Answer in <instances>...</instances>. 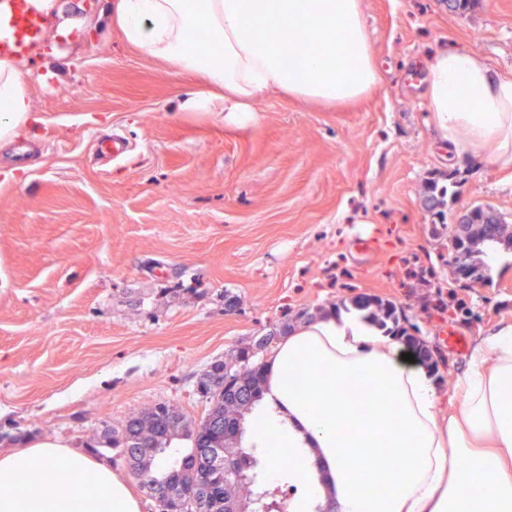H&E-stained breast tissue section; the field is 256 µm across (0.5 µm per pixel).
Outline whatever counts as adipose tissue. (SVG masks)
I'll list each match as a JSON object with an SVG mask.
<instances>
[{
    "label": "adipose tissue",
    "instance_id": "adipose-tissue-1",
    "mask_svg": "<svg viewBox=\"0 0 512 512\" xmlns=\"http://www.w3.org/2000/svg\"><path fill=\"white\" fill-rule=\"evenodd\" d=\"M125 41L196 74V112L248 117L285 92L324 104L365 97L380 81L362 0H115ZM272 30V39L260 38ZM204 31L209 50L190 39ZM426 104L445 147H493L512 164V79L465 48L437 53ZM19 57L0 58V142L30 123ZM361 312L292 331L265 368L245 447L272 481L301 485L288 512H512V324L477 337L453 396L432 369ZM391 464L374 466L377 453ZM485 473L475 482V473ZM0 512H140L110 464L43 440L0 451Z\"/></svg>",
    "mask_w": 512,
    "mask_h": 512
}]
</instances>
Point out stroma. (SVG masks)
Instances as JSON below:
<instances>
[{"instance_id": "obj_1", "label": "stroma", "mask_w": 512, "mask_h": 512, "mask_svg": "<svg viewBox=\"0 0 512 512\" xmlns=\"http://www.w3.org/2000/svg\"><path fill=\"white\" fill-rule=\"evenodd\" d=\"M362 2L372 94H271L240 121L184 110L196 77L127 44L110 0H57L24 62L37 121L0 146L1 450L96 449L154 512L107 424L152 403L199 421L200 377L269 329L391 301L447 390L468 357L449 331L470 345L512 324V244L484 248L489 282L463 288L446 231L475 207L512 226V166L447 150L415 74L459 46L511 79L512 0ZM112 134L128 150L111 161L96 144Z\"/></svg>"}]
</instances>
